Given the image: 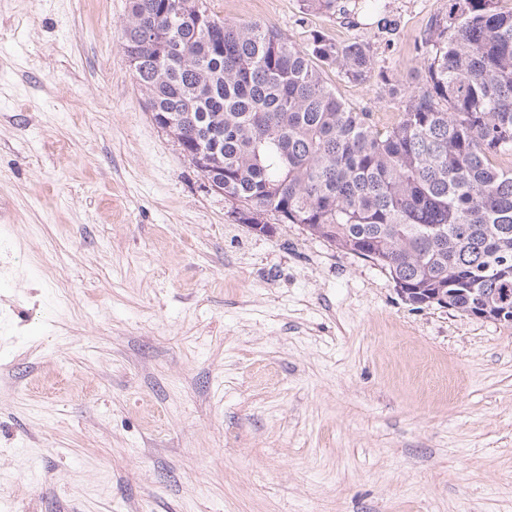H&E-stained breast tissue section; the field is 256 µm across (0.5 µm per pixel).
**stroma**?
<instances>
[{
  "instance_id": "obj_1",
  "label": "stroma",
  "mask_w": 512,
  "mask_h": 512,
  "mask_svg": "<svg viewBox=\"0 0 512 512\" xmlns=\"http://www.w3.org/2000/svg\"><path fill=\"white\" fill-rule=\"evenodd\" d=\"M376 26L208 0L392 84L448 0ZM129 0H0V512H512V324L404 302L296 224L258 235L153 121ZM327 84L392 124L377 78Z\"/></svg>"
}]
</instances>
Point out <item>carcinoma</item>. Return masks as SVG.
<instances>
[{"label": "carcinoma", "mask_w": 512, "mask_h": 512, "mask_svg": "<svg viewBox=\"0 0 512 512\" xmlns=\"http://www.w3.org/2000/svg\"><path fill=\"white\" fill-rule=\"evenodd\" d=\"M348 15L338 0H303ZM122 46L152 115H183L182 153L224 187L239 224H300L370 260L421 301L448 294L471 316L512 308V10L448 0L418 50L424 77L389 88L402 112L383 129L323 80L378 76L371 47L314 31L299 45L263 24L209 13L207 0H130ZM217 149L213 164L195 160ZM274 223H269V220Z\"/></svg>", "instance_id": "1"}]
</instances>
